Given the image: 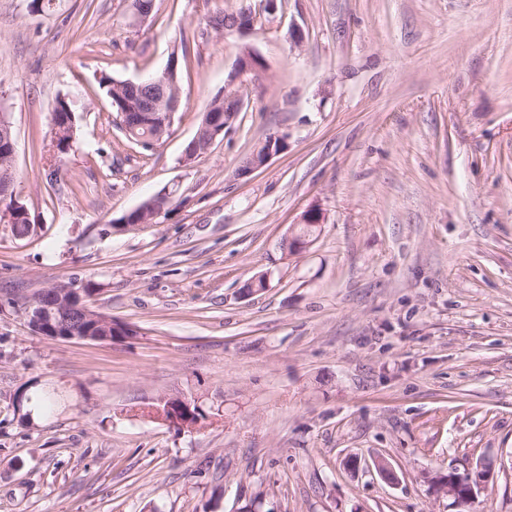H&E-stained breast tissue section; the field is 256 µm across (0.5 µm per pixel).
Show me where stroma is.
Wrapping results in <instances>:
<instances>
[{
	"mask_svg": "<svg viewBox=\"0 0 512 512\" xmlns=\"http://www.w3.org/2000/svg\"><path fill=\"white\" fill-rule=\"evenodd\" d=\"M157 6L135 23L130 0H0L34 226L0 224V299L73 281L138 330L55 341L0 310V512H458L434 477L481 467L476 512H512V0ZM243 6L251 34L209 26ZM246 46L262 67L234 76ZM182 50L180 108L141 151L99 80ZM226 90L241 112L185 160ZM62 98L77 130L56 156ZM273 132L286 148L238 177ZM312 209L313 244L285 253ZM172 397L205 420L145 414Z\"/></svg>",
	"mask_w": 512,
	"mask_h": 512,
	"instance_id": "stroma-1",
	"label": "stroma"
}]
</instances>
